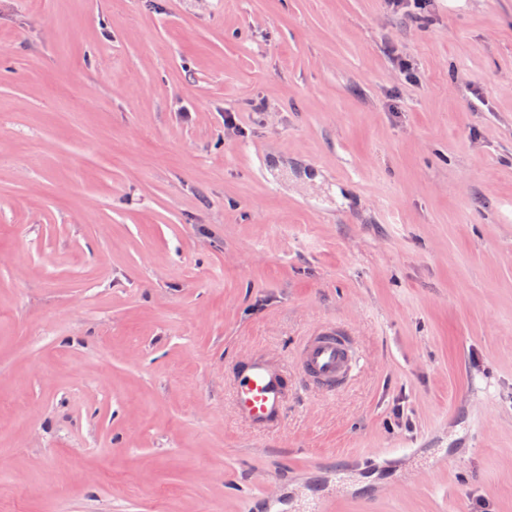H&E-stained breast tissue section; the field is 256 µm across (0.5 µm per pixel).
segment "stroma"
Instances as JSON below:
<instances>
[{
    "label": "stroma",
    "instance_id": "1",
    "mask_svg": "<svg viewBox=\"0 0 512 512\" xmlns=\"http://www.w3.org/2000/svg\"><path fill=\"white\" fill-rule=\"evenodd\" d=\"M316 506L512 512V0H0V512ZM300 364L302 371L328 391L339 389L352 377L358 354L346 327L326 324L304 344ZM286 387L274 365L264 358H253L239 371L235 381L240 416L255 425L283 419Z\"/></svg>",
    "mask_w": 512,
    "mask_h": 512
}]
</instances>
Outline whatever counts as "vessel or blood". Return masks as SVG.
I'll use <instances>...</instances> for the list:
<instances>
[{"label": "vessel or blood", "mask_w": 512, "mask_h": 512, "mask_svg": "<svg viewBox=\"0 0 512 512\" xmlns=\"http://www.w3.org/2000/svg\"><path fill=\"white\" fill-rule=\"evenodd\" d=\"M300 364L305 375L328 391L339 389L352 377L358 354L342 324H327L304 344ZM287 384L268 360L256 357L238 373L235 397L241 417L256 425L283 419Z\"/></svg>", "instance_id": "1"}]
</instances>
